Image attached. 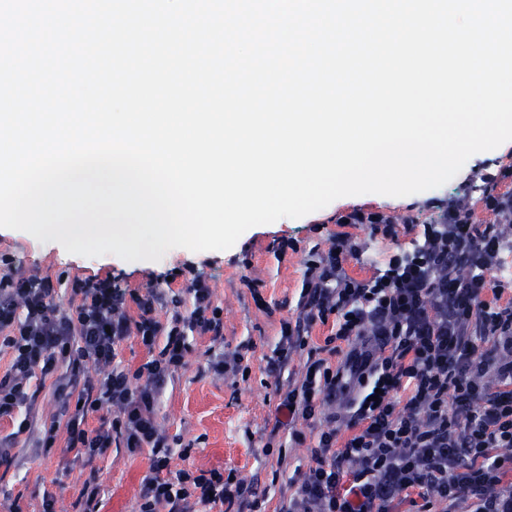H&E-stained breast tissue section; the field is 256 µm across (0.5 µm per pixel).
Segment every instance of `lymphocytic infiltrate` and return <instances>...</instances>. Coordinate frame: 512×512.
<instances>
[{
	"label": "lymphocytic infiltrate",
	"mask_w": 512,
	"mask_h": 512,
	"mask_svg": "<svg viewBox=\"0 0 512 512\" xmlns=\"http://www.w3.org/2000/svg\"><path fill=\"white\" fill-rule=\"evenodd\" d=\"M478 204L452 197L423 224L410 247L360 278L349 264L364 246L347 234L304 261L293 315L267 363L279 403L275 428L308 444L307 470L280 491L277 512H512V279L501 276L512 223V165L483 176ZM50 277L22 273L0 253V465H11L21 433L50 448L64 431L63 454L94 458L112 444L149 455L137 512H256L253 484L218 469L171 466L158 420L165 382L186 365L185 336L210 337L206 367L219 377L247 370L224 351V309L202 275L184 294L137 293L111 279L77 280L58 303ZM135 303L136 315L127 312ZM168 308L160 322L156 312ZM330 325L323 346L316 325ZM365 359L354 398L337 408L345 364L323 357L355 350ZM137 338L148 357L135 370L115 365L118 346ZM96 377L80 378L86 365ZM51 379L58 411L42 424L32 379ZM111 418L89 428V414Z\"/></svg>",
	"instance_id": "obj_1"
}]
</instances>
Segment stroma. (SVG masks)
Here are the masks:
<instances>
[{"label":"stroma","instance_id":"stroma-1","mask_svg":"<svg viewBox=\"0 0 512 512\" xmlns=\"http://www.w3.org/2000/svg\"><path fill=\"white\" fill-rule=\"evenodd\" d=\"M511 160L505 152H479L466 161L452 183L409 195L406 204L366 202L365 210L398 219V236L393 240L372 234L365 224L343 225L341 219L351 207L336 200L300 218L252 227L224 251L174 248L161 260L139 263L110 254L75 258L59 244L43 243L13 229L0 234V251L14 254L26 274L51 276L66 288L77 279L108 277L139 292L149 287L177 290L185 285L187 269L202 273L224 309V348L245 349L250 371L244 379L214 378L205 368L208 337L187 335V365L168 383L158 405L173 450L191 451L189 459L176 455L171 464L234 472L265 490L262 512H274L281 488L309 463L307 448L291 447L284 436L279 439L280 453L258 452L274 425L279 401L265 367L279 342L280 319L294 310L309 249L327 246L332 235L350 234L365 244L361 262L351 263V271L361 277L372 275L397 247L411 242L405 219L428 221L432 201L451 193L480 196L477 173L497 172ZM283 238L296 240L298 252L277 257L275 249ZM245 276L253 279V288L242 285ZM148 465L147 454L132 456L115 447L92 460L62 456L56 447L28 452L17 465L0 467V512H38L47 493L56 497L58 512H79V491L89 480L102 486L96 512H136L140 478Z\"/></svg>","mask_w":512,"mask_h":512}]
</instances>
